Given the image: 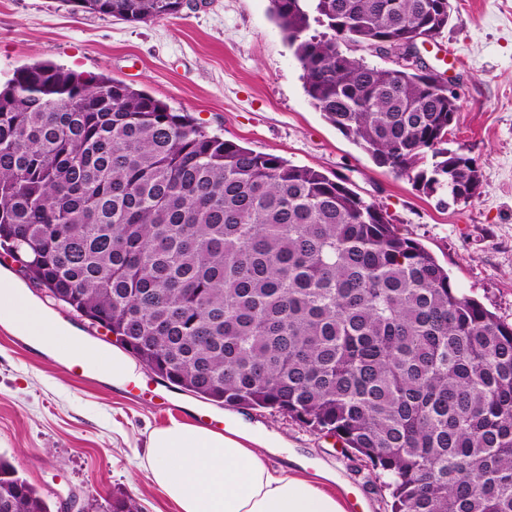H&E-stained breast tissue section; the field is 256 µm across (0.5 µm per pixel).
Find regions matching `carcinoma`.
Masks as SVG:
<instances>
[{"label":"carcinoma","mask_w":512,"mask_h":512,"mask_svg":"<svg viewBox=\"0 0 512 512\" xmlns=\"http://www.w3.org/2000/svg\"><path fill=\"white\" fill-rule=\"evenodd\" d=\"M146 22L178 0H62ZM312 104L381 167L453 201L459 96L376 53L449 0H270ZM324 31L310 33L312 24ZM0 249L196 397L271 409L387 475L391 512H512V325L346 179L210 134L105 75L23 66L0 88ZM0 512H51L0 457ZM108 512H142L125 494Z\"/></svg>","instance_id":"cac0c4a2"}]
</instances>
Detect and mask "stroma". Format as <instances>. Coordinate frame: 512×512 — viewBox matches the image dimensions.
<instances>
[{"label":"stroma","instance_id":"obj_1","mask_svg":"<svg viewBox=\"0 0 512 512\" xmlns=\"http://www.w3.org/2000/svg\"><path fill=\"white\" fill-rule=\"evenodd\" d=\"M450 3L448 27L423 58L460 95L448 148L472 158L481 175L480 195L455 203L423 190L414 172L377 166L312 105L270 0H187L176 15L139 23L75 14L61 0H0V86L34 62L104 73L189 113L210 133L346 178L447 268L455 288L511 325L512 0ZM24 286L60 325L102 354L115 352L87 319L32 281ZM133 381L129 390L91 368L76 377L0 323V456L52 512L73 496L79 512H104L116 493L135 497L142 512H178L139 463L153 429L209 415L226 427L250 424L272 461L303 459L305 478L332 469L338 480L328 491L354 512H385L377 471L335 437L266 409L219 406L141 365Z\"/></svg>","mask_w":512,"mask_h":512}]
</instances>
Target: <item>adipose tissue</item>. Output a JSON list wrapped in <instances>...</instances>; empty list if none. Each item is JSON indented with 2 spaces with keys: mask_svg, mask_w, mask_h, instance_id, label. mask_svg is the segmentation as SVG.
<instances>
[{
  "mask_svg": "<svg viewBox=\"0 0 512 512\" xmlns=\"http://www.w3.org/2000/svg\"><path fill=\"white\" fill-rule=\"evenodd\" d=\"M0 322L40 349L79 358L113 381L133 371L122 360L98 356L49 322L7 273H0ZM247 435L244 429L222 432L174 421L150 432L143 467L179 512H345L336 494L273 463L264 448L247 447Z\"/></svg>",
  "mask_w": 512,
  "mask_h": 512,
  "instance_id": "obj_1",
  "label": "adipose tissue"
}]
</instances>
